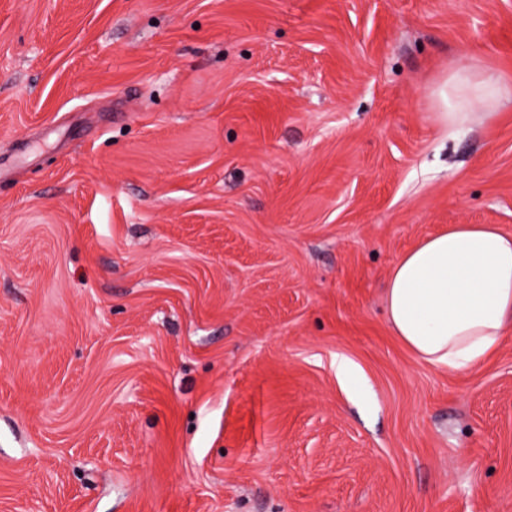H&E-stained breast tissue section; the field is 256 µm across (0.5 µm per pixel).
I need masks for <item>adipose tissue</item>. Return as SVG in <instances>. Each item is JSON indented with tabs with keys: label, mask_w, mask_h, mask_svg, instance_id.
Returning <instances> with one entry per match:
<instances>
[{
	"label": "adipose tissue",
	"mask_w": 512,
	"mask_h": 512,
	"mask_svg": "<svg viewBox=\"0 0 512 512\" xmlns=\"http://www.w3.org/2000/svg\"><path fill=\"white\" fill-rule=\"evenodd\" d=\"M457 104L438 113L459 132L488 120L512 99V86L489 71L453 78ZM390 326L423 362L472 367L512 326V235L494 224H452L423 239L391 268L385 288Z\"/></svg>",
	"instance_id": "adipose-tissue-1"
}]
</instances>
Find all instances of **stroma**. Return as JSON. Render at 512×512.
I'll list each match as a JSON object with an SVG mask.
<instances>
[{
    "instance_id": "1",
    "label": "stroma",
    "mask_w": 512,
    "mask_h": 512,
    "mask_svg": "<svg viewBox=\"0 0 512 512\" xmlns=\"http://www.w3.org/2000/svg\"><path fill=\"white\" fill-rule=\"evenodd\" d=\"M471 66L512 0H0V512H512V330L435 368L384 305L512 234ZM457 91V104L450 112H437V120L447 129L464 132L469 125L494 117L497 112H468L474 105L486 110L496 109L504 100L512 101V87L489 71L467 70L453 76Z\"/></svg>"
}]
</instances>
